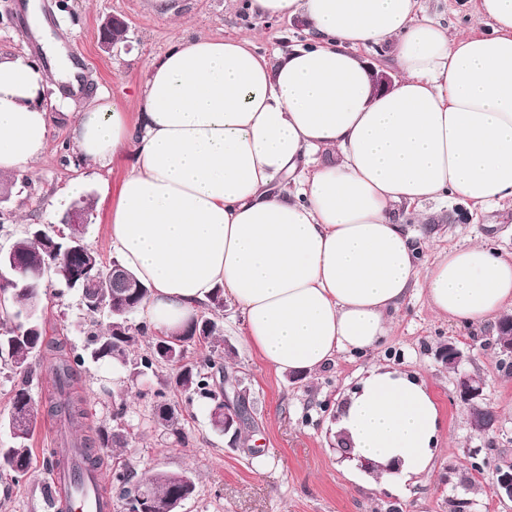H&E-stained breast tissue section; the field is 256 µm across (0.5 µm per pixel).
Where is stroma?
<instances>
[{
    "label": "stroma",
    "instance_id": "35a3bbf8",
    "mask_svg": "<svg viewBox=\"0 0 512 512\" xmlns=\"http://www.w3.org/2000/svg\"><path fill=\"white\" fill-rule=\"evenodd\" d=\"M28 3L0 0V53L21 54L41 63L45 43L34 29ZM38 4L53 32L66 34L69 53L84 57L83 84L88 95L106 90L133 122L139 112L137 91L149 64L180 36H241L254 26L229 0H174L176 12L171 16L154 12L148 0H38ZM473 4L474 0H418V10L466 38L488 30L487 24L473 17ZM109 16L122 18L127 33L124 41L106 50L99 44L98 27ZM257 26L254 46L271 60L312 39L297 18ZM44 95L54 104L49 147L25 172L10 179L11 189L0 202V221L5 224L0 247L9 248L30 224L65 231L72 201L63 192L72 180L81 178L83 197L91 202L85 242L104 264H111L118 253L107 232L108 216L134 155L125 152L106 167L77 161L68 147L74 107L67 87L52 83ZM422 211L430 217L423 226L418 223ZM399 219L408 229H420L428 236L423 254L427 264L442 249L480 241L512 254L511 199L480 210L451 197L424 204L419 211H400ZM41 298L48 337L61 341L68 356L82 359L75 391L87 416L68 427L54 424L49 414L51 402L44 391L51 385L49 368L57 360L56 352L35 354V370L29 376L0 369V446L11 442L4 423L17 389L27 388L39 409L28 472L0 476V512H54L51 440L111 432L113 413L121 402L126 414L120 426L129 433L130 444L100 449L101 487L111 489L112 473L118 468L135 476L148 467L187 469L195 491L179 512H455L462 498L469 501V512H512V503L497 499L486 476L501 457L512 459V367L500 360L495 321L454 324L437 317L417 290L400 306L381 348L366 356L339 355L309 378L279 374L267 366L243 342L239 309L225 304L219 315L226 342L224 365L246 387L252 415L240 442L231 447L211 429L207 405L181 396L175 403L184 437L179 440L169 434L152 417L153 393L165 386L168 369L134 380L112 363L91 360L92 333L95 327L105 326V315L87 314L75 292L50 278L42 284ZM451 340L469 354L467 370L486 380L485 403L497 417L488 434L473 429L468 406L454 395V375L437 357ZM377 365L415 372L430 387L443 417L430 476L397 489L349 479L332 431L348 391Z\"/></svg>",
    "mask_w": 512,
    "mask_h": 512
}]
</instances>
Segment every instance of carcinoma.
Returning <instances> with one entry per match:
<instances>
[{
    "label": "carcinoma",
    "instance_id": "cac0c4a2",
    "mask_svg": "<svg viewBox=\"0 0 512 512\" xmlns=\"http://www.w3.org/2000/svg\"><path fill=\"white\" fill-rule=\"evenodd\" d=\"M63 250L64 240L45 228L29 227L25 236L12 244V249L23 258V264L14 268L6 261L0 262V297L10 303L5 320L9 325L0 328V363L11 370L28 374L32 371L31 359L42 348L55 346L62 352L64 347L46 339L45 322L40 309L39 286L41 266L57 259L51 245ZM55 281L77 291L87 312L104 313L108 322L105 331L94 335L93 356L97 360L110 361L117 366H131L136 375L146 376L159 368L175 373L174 384L153 393V415L157 423L169 434L180 440L183 437L175 415V405L170 395L179 393L187 401L206 402L210 411L211 425L215 432H224V383L230 381L215 349L221 327L212 315L224 308V293L217 289L207 311L192 322L182 333L159 336L140 323H134L143 301L149 294L146 286L128 288L125 282H117L109 275V267L100 256L85 246L77 253L61 258L60 272ZM206 344L209 353L193 362L187 361L189 347ZM74 361L62 354L52 368L57 401L53 413L59 419L73 424L84 418L86 412L82 400L70 390L71 381L77 374ZM13 409L24 415L23 420L8 423L11 444L0 448V473L29 468L31 440L38 420V409L29 391L17 389L12 402ZM195 490V483L187 471H160L152 475L148 501L153 512L165 508L172 499L188 498Z\"/></svg>",
    "mask_w": 512,
    "mask_h": 512
}]
</instances>
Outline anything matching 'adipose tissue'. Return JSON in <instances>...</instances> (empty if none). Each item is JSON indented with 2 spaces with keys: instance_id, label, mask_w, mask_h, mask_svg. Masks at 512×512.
<instances>
[{
  "instance_id": "ef3b65f1",
  "label": "adipose tissue",
  "mask_w": 512,
  "mask_h": 512,
  "mask_svg": "<svg viewBox=\"0 0 512 512\" xmlns=\"http://www.w3.org/2000/svg\"><path fill=\"white\" fill-rule=\"evenodd\" d=\"M249 18H298L311 44L270 61L250 37L178 39L148 69L139 123L108 95L81 104L71 138L86 161L135 162L109 216L122 265L150 290L139 320L175 333L215 288L239 307L243 342L274 371L317 373L374 352L413 288L431 310L483 323L512 309V255L477 242L419 266L402 206L512 198V0H476L491 34L460 38L417 0H242ZM388 47L379 90L358 54ZM52 67L0 54V177L49 142ZM443 418L427 384L373 368L336 432L374 482L427 477Z\"/></svg>"
}]
</instances>
